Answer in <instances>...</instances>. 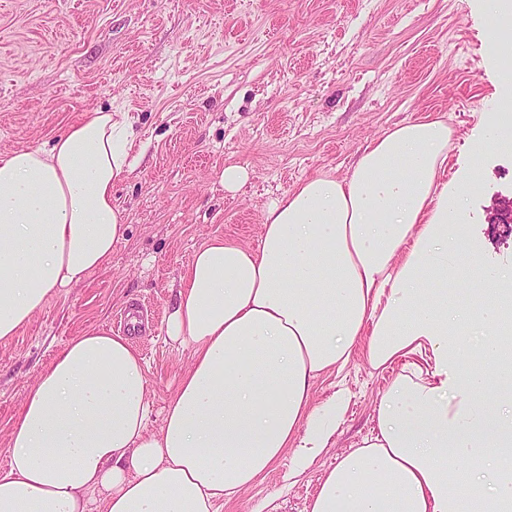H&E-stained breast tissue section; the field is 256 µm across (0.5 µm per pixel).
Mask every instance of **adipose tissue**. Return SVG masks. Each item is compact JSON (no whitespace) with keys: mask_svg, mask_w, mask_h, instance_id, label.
Here are the masks:
<instances>
[{"mask_svg":"<svg viewBox=\"0 0 512 512\" xmlns=\"http://www.w3.org/2000/svg\"><path fill=\"white\" fill-rule=\"evenodd\" d=\"M502 111L488 147L512 146V0H476ZM453 130L442 119L393 125L349 172L323 171L268 205L256 245L208 238L181 277L168 337L192 351L158 430L145 360L128 337L72 338L27 392L0 474V512H217L282 458L290 475L330 447L348 406L315 380L355 354L399 365L378 400L377 432L323 471L308 512H512V396L488 415L482 370L449 371L473 351L512 381L500 326V273L472 263L480 298L448 299L466 242L468 189L448 182ZM128 113L94 110L46 147L0 154V343L60 289L107 266L127 231L112 188L136 163ZM487 334L470 346L457 327Z\"/></svg>","mask_w":512,"mask_h":512,"instance_id":"ef3b65f1","label":"adipose tissue"}]
</instances>
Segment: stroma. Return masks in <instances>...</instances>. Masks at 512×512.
I'll return each mask as SVG.
<instances>
[{"label":"stroma","instance_id":"1","mask_svg":"<svg viewBox=\"0 0 512 512\" xmlns=\"http://www.w3.org/2000/svg\"><path fill=\"white\" fill-rule=\"evenodd\" d=\"M473 0H0V153L38 147L91 109L129 113L140 154L112 190L127 216L112 260L63 289L0 343V469L37 376L73 336L119 333L144 356L151 429L190 352L166 338L180 278L207 237L253 243L263 209L319 171L346 173L374 137L404 120L446 117L448 175L472 181L461 263L512 265V235L487 210L512 197V148L471 157L495 111ZM248 175L225 190L226 165ZM335 444L295 481L281 460L220 512H306L323 470L376 427L390 372L356 357Z\"/></svg>","mask_w":512,"mask_h":512}]
</instances>
